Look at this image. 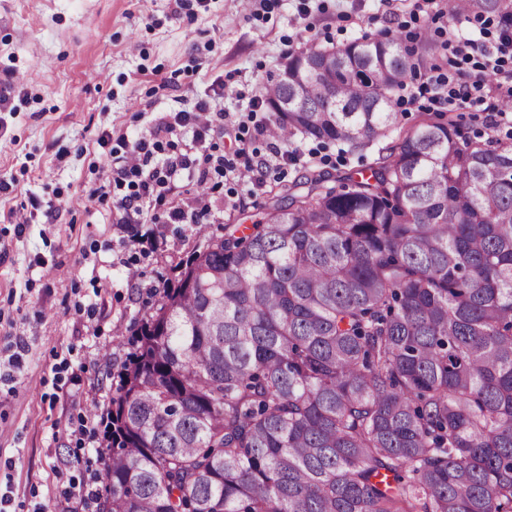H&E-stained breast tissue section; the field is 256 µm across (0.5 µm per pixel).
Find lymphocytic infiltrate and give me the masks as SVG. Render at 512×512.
I'll use <instances>...</instances> for the list:
<instances>
[{"instance_id": "1", "label": "lymphocytic infiltrate", "mask_w": 512, "mask_h": 512, "mask_svg": "<svg viewBox=\"0 0 512 512\" xmlns=\"http://www.w3.org/2000/svg\"><path fill=\"white\" fill-rule=\"evenodd\" d=\"M451 66H471L475 80L463 83L452 74L435 71L426 75L423 85L429 94V103L437 111L452 112L462 103L482 99L484 77L501 72L505 62L512 58V31L501 28L494 46L475 44L465 39L448 42ZM224 115L210 102H198L192 110L174 113L171 120L157 126L154 133L116 152L117 164L113 179V204L121 210L128 224L166 219L170 224L210 223L211 205L205 196H194L185 206L168 205L167 199L177 181L190 173L197 182L204 183L212 175L242 183L259 184L265 170L287 161L291 152L284 143L270 146V154L260 162H253L247 148H239L234 157H226L202 150L178 147L175 138L180 129L189 127L197 140H205L221 127Z\"/></svg>"}]
</instances>
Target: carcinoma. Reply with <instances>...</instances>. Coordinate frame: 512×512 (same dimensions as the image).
<instances>
[{"instance_id":"carcinoma-1","label":"carcinoma","mask_w":512,"mask_h":512,"mask_svg":"<svg viewBox=\"0 0 512 512\" xmlns=\"http://www.w3.org/2000/svg\"><path fill=\"white\" fill-rule=\"evenodd\" d=\"M437 51L312 43L267 81L276 140L398 143L175 267L118 374L103 512H512V138L399 127Z\"/></svg>"}]
</instances>
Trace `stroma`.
Returning a JSON list of instances; mask_svg holds the SVG:
<instances>
[{
    "mask_svg": "<svg viewBox=\"0 0 512 512\" xmlns=\"http://www.w3.org/2000/svg\"><path fill=\"white\" fill-rule=\"evenodd\" d=\"M441 13L434 0H0V81L15 87L0 113V495L7 512H90L75 492L98 468L96 437L84 418L103 413L117 388L128 339L160 299L175 266L202 247L192 224H125L102 194L110 149L150 135L166 113L206 100L236 129L255 110L257 84L284 58L311 43L342 45L398 32L446 46L448 34L498 37ZM487 96L454 112L466 136L512 122L494 121ZM352 150L312 140L300 158L268 172L261 186L231 181L199 187L216 224L284 196L310 171L353 174L382 146ZM52 202L29 224L10 215L29 197ZM25 342L13 366L16 342Z\"/></svg>",
    "mask_w": 512,
    "mask_h": 512,
    "instance_id": "stroma-1",
    "label": "stroma"
}]
</instances>
